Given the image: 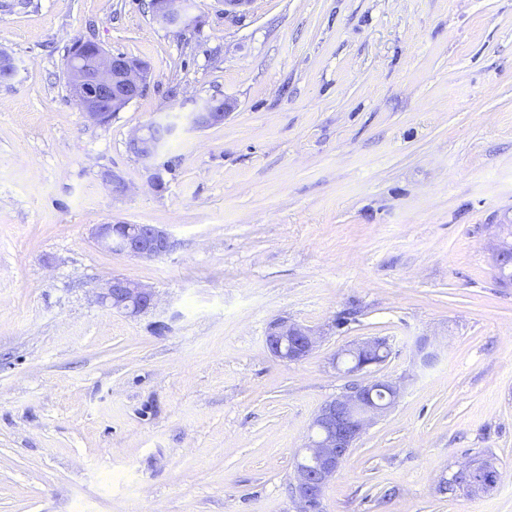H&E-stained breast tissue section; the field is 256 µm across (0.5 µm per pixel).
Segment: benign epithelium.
<instances>
[{"label": "benign epithelium", "mask_w": 512, "mask_h": 512, "mask_svg": "<svg viewBox=\"0 0 512 512\" xmlns=\"http://www.w3.org/2000/svg\"><path fill=\"white\" fill-rule=\"evenodd\" d=\"M154 21L164 28L185 30L198 27L201 19L191 13V0H158L153 12ZM149 71L146 65L128 60L122 54H110L98 49L90 60L77 57L67 71L72 96L79 103L85 118L97 125L108 123L109 108L123 102L130 103L148 87ZM236 108L228 98L203 100L191 112L181 113L182 120L192 129H206L224 123V118ZM177 126L175 120L158 119L134 131L128 140L129 151L153 170V185L161 183L157 161L163 154ZM125 235L119 245L121 252L139 259L151 260L173 250L175 241L162 227L154 224H126ZM498 234L493 247V265L497 279L504 278L512 268V225H497ZM93 237L98 246L112 249V225L96 224ZM152 289L121 277H114L98 295L99 303L109 309L129 315H138L154 305ZM317 333L300 323L278 319L266 333V346L279 360L298 362L306 359L316 348ZM378 360H365L351 373H365L346 391L326 401L315 414L306 442L295 460V496L299 508L310 509L321 501L326 485L336 476L348 456L367 429L398 402L401 385L391 379L370 375L369 367ZM385 386L387 401H376L372 392ZM496 468L490 464L478 467L467 462L459 467L452 479H465V486L474 492L487 491L495 486L487 472Z\"/></svg>", "instance_id": "obj_1"}]
</instances>
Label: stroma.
I'll return each mask as SVG.
<instances>
[{
	"mask_svg": "<svg viewBox=\"0 0 512 512\" xmlns=\"http://www.w3.org/2000/svg\"><path fill=\"white\" fill-rule=\"evenodd\" d=\"M146 3L0 0V512H297L295 453L349 383L328 361L366 337L403 392L321 512H512V0H194L186 32ZM80 38L150 69L105 126L69 91ZM210 97L236 108L154 189L130 133ZM97 224L176 246L111 252ZM115 277L154 308L101 306ZM277 318L322 343L274 358ZM486 458L492 489L440 493ZM112 227H124L125 235L119 248L129 256L151 260L173 250L175 241L162 227L154 224H97L93 228V237L98 246L112 251L117 247L119 234ZM114 243V245L112 244ZM496 242L493 247V265L496 278L509 279L504 276L507 270L511 271L512 280V225L499 224Z\"/></svg>",
	"mask_w": 512,
	"mask_h": 512,
	"instance_id": "35a3bbf8",
	"label": "stroma"
}]
</instances>
